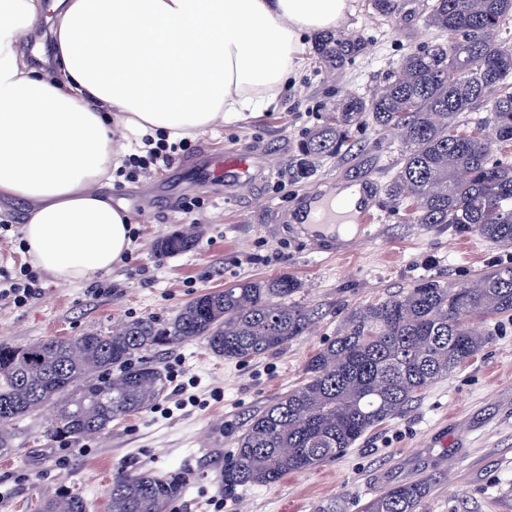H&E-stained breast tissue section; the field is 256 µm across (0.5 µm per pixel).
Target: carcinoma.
Segmentation results:
<instances>
[{
    "label": "carcinoma",
    "instance_id": "cac0c4a2",
    "mask_svg": "<svg viewBox=\"0 0 512 512\" xmlns=\"http://www.w3.org/2000/svg\"><path fill=\"white\" fill-rule=\"evenodd\" d=\"M427 24L442 39L407 53L383 89L352 96L300 145L288 168L309 177L319 161L340 154L353 129L369 121L399 131L403 151L388 198L410 203L414 224H461L479 237L512 247V164L497 162L512 143V42L497 39L512 19V0H432ZM489 107L480 127L458 129L462 112ZM183 234L160 239L156 251L193 246ZM299 283L287 276L249 280L203 294L165 325L150 317L108 333L0 345V454L12 451L11 427L45 407L56 415L48 435L70 442L141 412L164 393V370L132 357L202 338L218 358L245 360L302 335L311 311L294 301ZM512 314V266L493 269L476 287L425 280L376 305L356 308L343 329L307 361L306 383L253 416L237 440L224 486L270 484L338 457L368 429L398 415L423 389L476 356L486 338L471 323ZM124 370L112 374V367ZM173 472H121L112 478L110 512H165L183 492ZM423 482L393 486L363 512H418ZM39 512H90L78 492L41 502Z\"/></svg>",
    "mask_w": 512,
    "mask_h": 512
}]
</instances>
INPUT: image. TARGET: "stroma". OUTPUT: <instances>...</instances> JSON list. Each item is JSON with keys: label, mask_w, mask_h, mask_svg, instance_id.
I'll list each match as a JSON object with an SVG mask.
<instances>
[{"label": "stroma", "mask_w": 512, "mask_h": 512, "mask_svg": "<svg viewBox=\"0 0 512 512\" xmlns=\"http://www.w3.org/2000/svg\"><path fill=\"white\" fill-rule=\"evenodd\" d=\"M385 17L372 0H352L342 27L306 46V65L277 107L244 113L190 139L168 169L113 176L112 202L139 232L127 259L91 281L64 284L43 277V293L16 307L0 303V344L20 346L70 338L141 317L172 318L204 293L246 281L287 275L301 282L296 302L317 309L312 330L277 350L246 361L215 357L203 340L148 352L167 374L165 395L152 406L113 421L79 443L50 438L41 410L15 427L13 450L0 465V512H36L44 496L80 492L101 512L113 475L121 470L190 478L166 512H362L389 487L422 481L421 512H512V316L476 323L488 339L475 357L417 394L398 416L369 429L336 459L273 484L226 491L224 465L250 416L306 381L308 359L334 339L347 314L407 291L429 278L448 286L475 284L487 271L512 264V247L482 239L458 224H413L405 207L383 190L397 171V134L366 124L354 131L351 153L326 157L310 177L288 166L305 134L342 106L385 85L408 52L441 38L428 26L424 0H397ZM235 148L253 154L272 175L240 197L200 181L204 164ZM371 185L380 190L374 236L345 240L351 258L312 250L286 228L285 218L318 185ZM158 197L149 219L140 200ZM197 197L185 212L175 201ZM25 204L0 211V268L19 270ZM180 232L186 252L159 257L156 243ZM195 382L196 403L182 405L181 388Z\"/></svg>", "instance_id": "obj_1"}]
</instances>
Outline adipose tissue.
Here are the masks:
<instances>
[{
    "instance_id": "adipose-tissue-1",
    "label": "adipose tissue",
    "mask_w": 512,
    "mask_h": 512,
    "mask_svg": "<svg viewBox=\"0 0 512 512\" xmlns=\"http://www.w3.org/2000/svg\"><path fill=\"white\" fill-rule=\"evenodd\" d=\"M349 0H0V202L25 203L32 264L63 283L131 248L113 205L116 128L169 142L278 106L307 37L337 30ZM60 63L32 67L40 23Z\"/></svg>"
}]
</instances>
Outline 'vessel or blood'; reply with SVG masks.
Listing matches in <instances>:
<instances>
[{
	"label": "vessel or blood",
	"instance_id": "b4317fda",
	"mask_svg": "<svg viewBox=\"0 0 512 512\" xmlns=\"http://www.w3.org/2000/svg\"><path fill=\"white\" fill-rule=\"evenodd\" d=\"M260 172L254 157L237 151L226 152L223 159L208 168L206 176L224 183L225 198L240 195ZM379 203L371 194H364L357 203L338 198L334 188L319 186L305 198V207L297 214L295 230L313 249L324 248L335 253L336 241L343 236L363 240L373 235Z\"/></svg>",
	"mask_w": 512,
	"mask_h": 512
}]
</instances>
